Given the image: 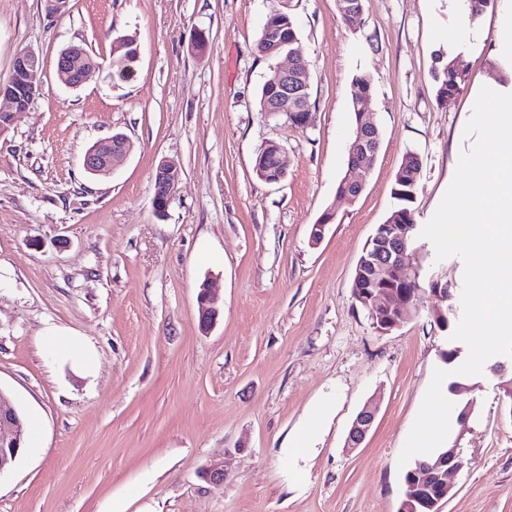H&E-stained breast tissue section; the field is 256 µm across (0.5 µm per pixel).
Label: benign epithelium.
Listing matches in <instances>:
<instances>
[{"label":"benign epithelium","mask_w":512,"mask_h":512,"mask_svg":"<svg viewBox=\"0 0 512 512\" xmlns=\"http://www.w3.org/2000/svg\"><path fill=\"white\" fill-rule=\"evenodd\" d=\"M94 62L76 53L73 47L64 48L57 59V72L70 88L84 82ZM39 57L32 51L20 52L13 63L11 80L0 84V110L9 114L25 111L39 93L37 81ZM308 87V69L292 57L289 65L276 70L274 102L269 115H284L300 122L304 128L311 123L307 112L297 111L301 93ZM380 133L370 113H362L355 141L348 150V167L368 171L373 166L379 147ZM130 150L127 138L115 134L93 144L85 153L84 168L94 176H106L114 163ZM181 180V171L163 160L154 173L153 204L157 210L167 209L172 194ZM411 224H380L369 240L372 248L364 251L354 276L353 297L358 300L378 331L387 333L400 327L416 312L421 266L409 263V253L417 251ZM199 318L207 327L217 320L219 308L207 285L199 292ZM376 417L375 408L367 405L356 416L348 435V447L355 449L365 439ZM22 422L11 398L0 390V477L8 475L22 451ZM461 460L458 446L448 448L446 469L441 463H421L415 480L402 486L398 512H419L423 505L428 512H439L438 505L450 497L452 486L447 476L459 470Z\"/></svg>","instance_id":"obj_1"}]
</instances>
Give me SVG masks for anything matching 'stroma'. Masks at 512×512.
<instances>
[{
	"mask_svg": "<svg viewBox=\"0 0 512 512\" xmlns=\"http://www.w3.org/2000/svg\"><path fill=\"white\" fill-rule=\"evenodd\" d=\"M279 0H0V83L17 54L36 52L41 91L0 134V388L38 439L0 478V512H397L398 459L450 334L430 292L418 314L379 332L355 302V266L396 201L407 153L422 163L413 204L424 226L448 188L476 97L512 93V0L470 15L465 0H363L360 26L336 0H299L293 46L310 73L308 127L258 110L273 70L257 49ZM206 46H191L194 35ZM130 35L133 74L113 78L112 42ZM83 46L97 62L76 89L56 58ZM465 82L439 101L434 53ZM373 80L381 132L355 200L336 196L355 127L351 82ZM133 145L112 174L83 167L96 141ZM277 143L287 165L260 180L256 155ZM181 181L165 214L153 173ZM334 219L319 243L311 230ZM424 276L463 288V262L436 261L417 238ZM211 281L220 314L199 327ZM76 339L86 359L51 350ZM453 399L462 466L440 512H512V358ZM377 400L374 425L348 450L353 420ZM325 414L314 452L285 460L306 419ZM224 464V482L203 471ZM181 180V171L166 160L161 161L154 173V197L155 210L167 209L172 194Z\"/></svg>",
	"mask_w": 512,
	"mask_h": 512,
	"instance_id": "35a3bbf8",
	"label": "stroma"
}]
</instances>
